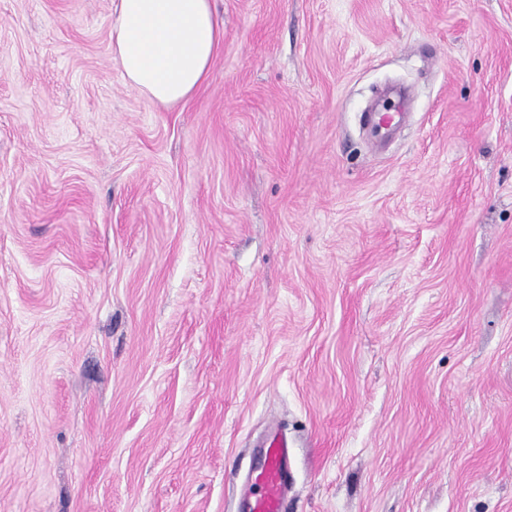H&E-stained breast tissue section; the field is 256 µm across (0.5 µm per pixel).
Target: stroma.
<instances>
[{
    "instance_id": "35a3bbf8",
    "label": "stroma",
    "mask_w": 512,
    "mask_h": 512,
    "mask_svg": "<svg viewBox=\"0 0 512 512\" xmlns=\"http://www.w3.org/2000/svg\"><path fill=\"white\" fill-rule=\"evenodd\" d=\"M213 2L163 105L0 0V512H512V0ZM288 480V443L276 440L266 448L264 465L255 475L258 491L249 500V512H281Z\"/></svg>"
}]
</instances>
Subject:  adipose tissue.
I'll return each mask as SVG.
<instances>
[{"instance_id": "1", "label": "adipose tissue", "mask_w": 512, "mask_h": 512, "mask_svg": "<svg viewBox=\"0 0 512 512\" xmlns=\"http://www.w3.org/2000/svg\"><path fill=\"white\" fill-rule=\"evenodd\" d=\"M112 54L148 98L176 104L205 80L224 28L212 0H114Z\"/></svg>"}]
</instances>
